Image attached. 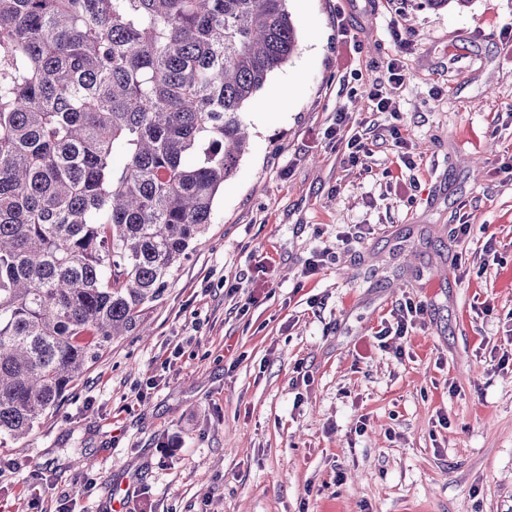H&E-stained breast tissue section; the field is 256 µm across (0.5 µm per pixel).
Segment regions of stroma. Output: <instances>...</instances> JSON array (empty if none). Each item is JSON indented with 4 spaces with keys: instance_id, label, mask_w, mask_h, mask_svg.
I'll return each mask as SVG.
<instances>
[{
    "instance_id": "obj_1",
    "label": "stroma",
    "mask_w": 512,
    "mask_h": 512,
    "mask_svg": "<svg viewBox=\"0 0 512 512\" xmlns=\"http://www.w3.org/2000/svg\"><path fill=\"white\" fill-rule=\"evenodd\" d=\"M288 9L298 51L243 106L249 145L143 306L149 336L115 338L0 448V512H112L122 485L143 512H512V0ZM343 108L355 164L325 135ZM409 300L410 335L378 342Z\"/></svg>"
}]
</instances>
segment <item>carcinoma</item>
<instances>
[{
    "instance_id": "obj_1",
    "label": "carcinoma",
    "mask_w": 512,
    "mask_h": 512,
    "mask_svg": "<svg viewBox=\"0 0 512 512\" xmlns=\"http://www.w3.org/2000/svg\"><path fill=\"white\" fill-rule=\"evenodd\" d=\"M288 0H0V447L140 326L212 223Z\"/></svg>"
}]
</instances>
